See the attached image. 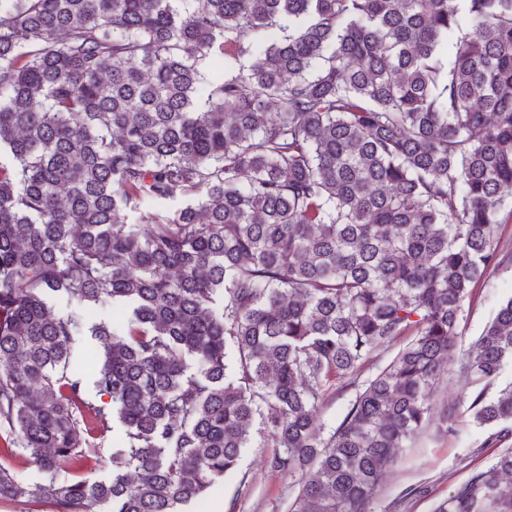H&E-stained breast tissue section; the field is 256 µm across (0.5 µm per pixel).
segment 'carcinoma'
<instances>
[{
	"label": "carcinoma",
	"mask_w": 512,
	"mask_h": 512,
	"mask_svg": "<svg viewBox=\"0 0 512 512\" xmlns=\"http://www.w3.org/2000/svg\"><path fill=\"white\" fill-rule=\"evenodd\" d=\"M509 199L512 0H0V500L187 512L258 420L291 512H372ZM49 293L124 310L89 327L112 412ZM408 333L325 434L328 384ZM506 363L512 298L459 366L499 436ZM112 417V478L58 481ZM504 475L512 449L435 512H512ZM75 363L81 369L85 391L88 396L94 398L98 403H108L106 406L111 408L110 399L107 396L102 397L97 394L94 385V369L92 364H96L99 358V351L96 342L90 336H80L74 349Z\"/></svg>",
	"instance_id": "1"
}]
</instances>
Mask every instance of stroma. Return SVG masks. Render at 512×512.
Instances as JSON below:
<instances>
[{
    "instance_id": "stroma-1",
    "label": "stroma",
    "mask_w": 512,
    "mask_h": 512,
    "mask_svg": "<svg viewBox=\"0 0 512 512\" xmlns=\"http://www.w3.org/2000/svg\"><path fill=\"white\" fill-rule=\"evenodd\" d=\"M499 265L490 268L486 280L474 290L465 304L458 327L455 351L443 372L434 395L435 420L417 439L407 444L397 462L387 471L381 483L374 512H433L436 504L446 499L471 474L487 469L504 449L512 448V439H496L490 427L469 420L468 388L459 378V354L468 352L495 317L500 306L512 298V218L504 219L498 228ZM53 310L76 318L82 326L106 323L114 328L125 324L119 307L109 302L84 305L53 297ZM453 411L455 434L446 433L439 414ZM122 428L111 422L100 440L101 460L97 465L77 472L59 470L58 480L81 479L90 483L112 476V451L120 447ZM273 442L260 431H253L251 442L244 448L237 470L217 480L188 512H289L299 491L297 478L270 469Z\"/></svg>"
}]
</instances>
